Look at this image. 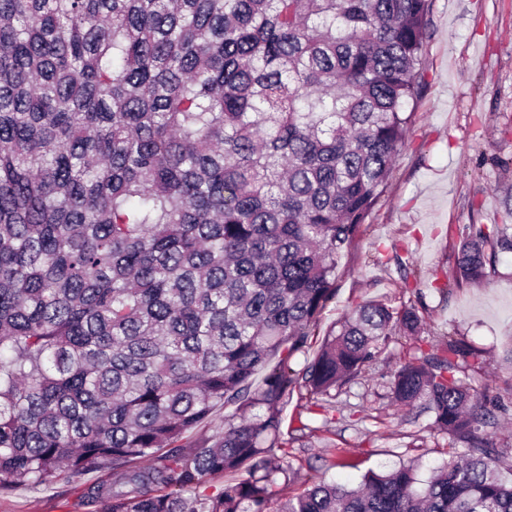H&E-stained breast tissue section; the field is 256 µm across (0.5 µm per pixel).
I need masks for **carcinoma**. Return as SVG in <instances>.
Returning <instances> with one entry per match:
<instances>
[{
  "label": "carcinoma",
  "instance_id": "obj_1",
  "mask_svg": "<svg viewBox=\"0 0 512 512\" xmlns=\"http://www.w3.org/2000/svg\"><path fill=\"white\" fill-rule=\"evenodd\" d=\"M433 0H0V491L112 472L108 512H512L499 397L450 339L392 403L457 455L284 501L283 411L329 406L418 307L320 332L421 91ZM467 224L455 285L512 250ZM323 335L301 371L291 359ZM220 430L202 424L216 409ZM196 433L195 444L181 441ZM225 477L207 492V479Z\"/></svg>",
  "mask_w": 512,
  "mask_h": 512
}]
</instances>
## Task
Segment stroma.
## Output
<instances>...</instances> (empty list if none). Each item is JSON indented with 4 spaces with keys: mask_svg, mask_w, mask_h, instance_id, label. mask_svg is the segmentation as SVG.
<instances>
[{
    "mask_svg": "<svg viewBox=\"0 0 512 512\" xmlns=\"http://www.w3.org/2000/svg\"><path fill=\"white\" fill-rule=\"evenodd\" d=\"M512 209V0H434L423 87L411 130L386 192L342 258L336 295L321 314L328 329L355 305L383 297L413 302L425 317L421 338L395 336L374 369L336 394L323 411L292 396L283 437L294 473L288 494L310 475L356 486L367 470L414 464L420 478L448 457V437L430 414L393 407L386 382L416 341H463L482 360L481 379L500 395L496 442L503 477L512 476V253L499 254L482 282L447 293L438 278L453 273L459 235L448 225L497 224ZM406 258L400 270L397 258ZM89 476L57 478L34 489L0 493V512H87Z\"/></svg>",
    "mask_w": 512,
    "mask_h": 512,
    "instance_id": "35a3bbf8",
    "label": "stroma"
}]
</instances>
